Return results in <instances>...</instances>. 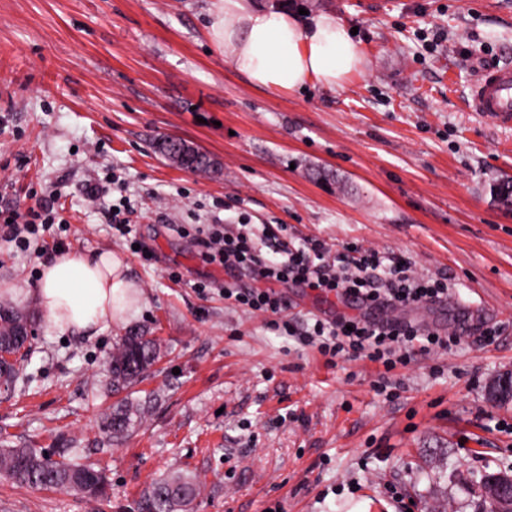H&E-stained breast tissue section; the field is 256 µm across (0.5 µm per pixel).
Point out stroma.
Returning a JSON list of instances; mask_svg holds the SVG:
<instances>
[{
    "label": "stroma",
    "mask_w": 512,
    "mask_h": 512,
    "mask_svg": "<svg viewBox=\"0 0 512 512\" xmlns=\"http://www.w3.org/2000/svg\"><path fill=\"white\" fill-rule=\"evenodd\" d=\"M288 2L356 28L365 64L341 88L253 87L206 36L215 0H0V206L56 195L69 249L117 253L142 296L98 335L52 329L28 299L52 251L0 241V282L34 319L0 395V445L73 449L109 483L91 503L0 477V512H137L172 469L197 477L195 512H483L473 475L512 474V400L488 395L512 371V204L493 193L512 178V126L467 106L479 68L512 63V0ZM165 137L216 168L171 163ZM110 171L151 263L85 200ZM217 201L229 224H282L298 244L355 242L448 275L452 304L404 317L459 343L415 356L388 396L376 365L295 347L225 301L223 268L171 230L208 223ZM483 323L502 328L492 344ZM131 330L159 359L129 391L141 424L115 445L101 420L119 400L106 363Z\"/></svg>",
    "instance_id": "1"
}]
</instances>
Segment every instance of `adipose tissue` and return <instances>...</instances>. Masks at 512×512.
<instances>
[{"instance_id":"adipose-tissue-1","label":"adipose tissue","mask_w":512,"mask_h":512,"mask_svg":"<svg viewBox=\"0 0 512 512\" xmlns=\"http://www.w3.org/2000/svg\"><path fill=\"white\" fill-rule=\"evenodd\" d=\"M208 37L236 72L267 91L333 89L363 63L350 29L324 12L303 16L248 0H217ZM34 300L50 327L93 336L123 323L141 295L117 254L64 251L42 264Z\"/></svg>"}]
</instances>
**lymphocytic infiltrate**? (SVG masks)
<instances>
[{"mask_svg": "<svg viewBox=\"0 0 512 512\" xmlns=\"http://www.w3.org/2000/svg\"><path fill=\"white\" fill-rule=\"evenodd\" d=\"M57 219L54 198L37 200L26 213L0 208V237L25 243L35 228L51 229ZM204 258L223 267L227 276L225 299L253 312L272 315V327L303 346L317 347L331 358L355 355L382 366L385 372L407 366L417 355H431L458 343L457 335L404 319H376L383 309L406 310L447 302V275L417 273L411 262L385 257L373 250L346 247L332 251L325 242L312 240L295 247L279 240L273 225L253 234L246 222L223 223L212 215L210 223L183 225ZM295 285L339 302H354L365 315L343 313L318 316L296 325L284 319L288 298L282 287Z\"/></svg>", "mask_w": 512, "mask_h": 512, "instance_id": "f902f5d3", "label": "lymphocytic infiltrate"}]
</instances>
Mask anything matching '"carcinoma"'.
I'll use <instances>...</instances> for the list:
<instances>
[{
	"instance_id": "cac0c4a2",
	"label": "carcinoma",
	"mask_w": 512,
	"mask_h": 512,
	"mask_svg": "<svg viewBox=\"0 0 512 512\" xmlns=\"http://www.w3.org/2000/svg\"><path fill=\"white\" fill-rule=\"evenodd\" d=\"M172 162L194 172H207L214 162L205 153L183 144V154L174 155ZM30 318L0 303V346L24 348L19 333L30 331ZM158 359L155 341L143 334L128 333L115 345L110 358L112 391L118 393L133 387ZM143 409L126 399L112 407L104 422L105 431L114 441L127 438L142 420ZM0 475L23 485L43 489L76 491L89 501L105 494L103 473L65 454L59 458L36 448H0ZM198 494L197 479L184 472H168L157 479L143 494L138 512H193Z\"/></svg>"
}]
</instances>
